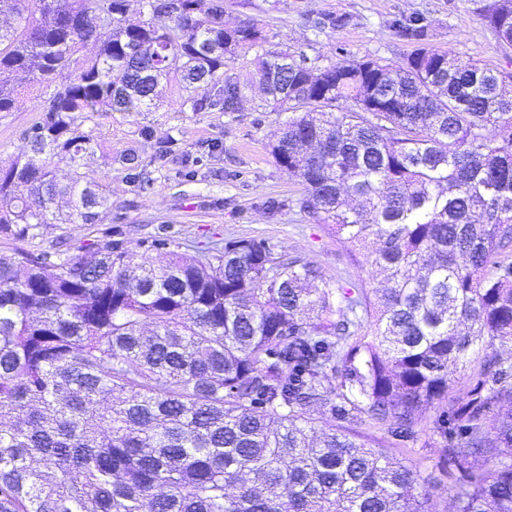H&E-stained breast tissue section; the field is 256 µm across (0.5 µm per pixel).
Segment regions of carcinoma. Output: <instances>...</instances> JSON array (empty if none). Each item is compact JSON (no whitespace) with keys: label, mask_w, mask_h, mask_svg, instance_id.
I'll list each match as a JSON object with an SVG mask.
<instances>
[{"label":"carcinoma","mask_w":512,"mask_h":512,"mask_svg":"<svg viewBox=\"0 0 512 512\" xmlns=\"http://www.w3.org/2000/svg\"><path fill=\"white\" fill-rule=\"evenodd\" d=\"M0 0V112L42 113L31 153L0 167V235L96 224L111 191L88 160L100 112H237L257 86L288 112L272 154L288 201L384 288L344 287L255 239L198 256L107 233L75 254L0 253V512H436L421 474L336 420L411 433L460 422L443 462L454 512H512V98L505 75L392 23L397 62L265 50L224 0ZM482 19L512 45V0ZM311 26L335 29L322 14ZM67 167L57 179L58 165ZM484 354L462 402L452 375ZM338 384H333V380ZM314 405L329 414L317 425ZM483 454L494 465L478 468Z\"/></svg>","instance_id":"carcinoma-1"}]
</instances>
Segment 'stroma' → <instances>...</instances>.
Wrapping results in <instances>:
<instances>
[{
	"label": "stroma",
	"instance_id": "stroma-1",
	"mask_svg": "<svg viewBox=\"0 0 512 512\" xmlns=\"http://www.w3.org/2000/svg\"><path fill=\"white\" fill-rule=\"evenodd\" d=\"M486 0H224V22L258 20L268 49L303 51L335 58L337 47L355 57L399 60L412 50L391 26L394 19L422 15L428 22V43L452 51L459 64L479 61L507 73L512 91V50L504 49L483 21ZM320 14L345 17V25L318 31L309 20ZM36 112H0V167L9 166L27 149L26 131L39 120ZM287 118L268 112L260 94H253L238 112H176L169 106L142 114L105 112L98 130L112 149L111 159L94 157V176L112 190V206L98 223L41 227L34 238L15 243L0 237V251L15 246L38 253L102 239L106 229L119 231L125 248L140 251L145 238L165 234L180 252L194 254L243 238L266 241L275 252L311 262L324 280L342 279L375 287L368 268L352 261L344 244L326 226L312 223L288 200L302 195L300 180L278 165L273 134ZM152 131L143 139L142 128ZM166 144L169 153L157 158ZM142 156L148 191H139L120 156L127 149ZM280 202L269 212L267 201ZM448 416L442 407L423 411L411 437L387 433L368 422L352 423L353 431L383 445L404 464L415 467L435 486L438 512H452L447 488L461 482L462 472L443 466V432Z\"/></svg>",
	"mask_w": 512,
	"mask_h": 512
}]
</instances>
